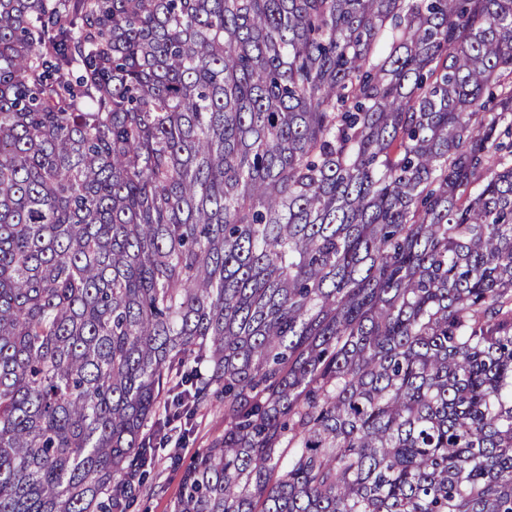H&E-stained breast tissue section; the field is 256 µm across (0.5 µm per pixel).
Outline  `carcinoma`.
I'll return each instance as SVG.
<instances>
[{
  "instance_id": "1",
  "label": "carcinoma",
  "mask_w": 512,
  "mask_h": 512,
  "mask_svg": "<svg viewBox=\"0 0 512 512\" xmlns=\"http://www.w3.org/2000/svg\"><path fill=\"white\" fill-rule=\"evenodd\" d=\"M512 512V0H0V512ZM166 428L172 442L152 450L151 475L148 483L140 489L136 506L131 512H173L181 490L182 474L197 454L211 442L224 435V406H199L194 410L187 425ZM186 444L182 454H176L174 444L178 437ZM179 464H173V458Z\"/></svg>"
}]
</instances>
